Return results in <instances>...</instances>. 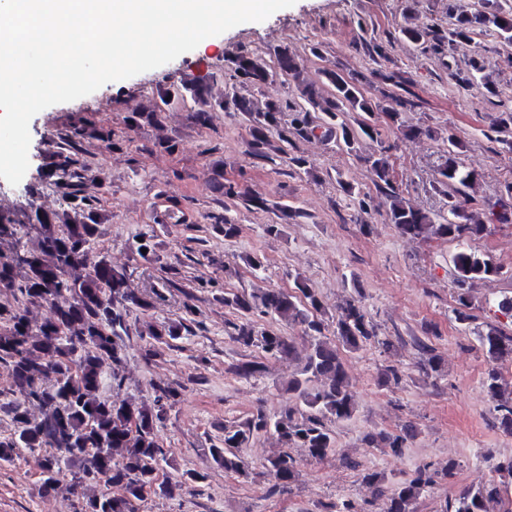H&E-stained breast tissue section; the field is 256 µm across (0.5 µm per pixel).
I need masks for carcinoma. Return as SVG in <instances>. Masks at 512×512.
<instances>
[{
	"label": "carcinoma",
	"mask_w": 512,
	"mask_h": 512,
	"mask_svg": "<svg viewBox=\"0 0 512 512\" xmlns=\"http://www.w3.org/2000/svg\"><path fill=\"white\" fill-rule=\"evenodd\" d=\"M483 8L475 12L461 5L448 7V27L438 31L413 26L400 29L401 40L421 51L451 48L469 40L480 29L496 32L512 45V0H482ZM274 66L268 68L250 53L227 59L229 79L224 82V98L212 102L204 81H183L159 93V100L190 97L198 107L191 112L194 123L203 125L210 109L218 105L239 114L249 129L248 155L258 161L273 162L278 154L283 163L309 172L311 161L289 155L290 137H321L341 141L349 151L356 150L359 138L376 139L379 129L373 121L379 102L367 96L355 82L335 71H322L321 86H305L304 104L299 106L293 127L281 125L282 105L268 100L263 107L254 106L241 95L240 85L260 86L277 74L298 73L296 55L286 46L274 50ZM484 64L476 59L460 80L469 83L478 78L484 88L492 90L486 77H477ZM407 102L395 101L385 109L388 125L406 137L428 135L430 131L405 126L402 119ZM322 117L314 119L310 110ZM347 112L362 115L358 129L340 120ZM108 139L109 132L73 126L57 134L49 167L59 177L57 182L69 210L44 213L35 221L22 225L0 214V289L11 293L12 301L0 304V364L12 377L3 408L9 418L10 432L0 437V463H11L24 451L50 448L42 471L40 491L49 495L58 489L59 475L68 467L73 473L72 487L83 491L82 512H139L147 496H170L174 485L158 481L159 470L171 464L173 449L159 441V428L181 395L172 384L153 387V395L144 400L134 394L122 400L108 395L126 380L127 342L132 337V319L153 307L152 299L130 288L126 269L112 265L98 250L105 235L103 215L97 204L84 194L86 166L78 159V140L85 136ZM279 144H274V141ZM462 142L448 139L444 161L437 170L438 184L447 192L448 210L432 215L408 206L393 186L387 151L359 157L369 170L375 185L386 197V218L401 235L416 239L445 238L457 243L452 264L457 286L458 308L455 319L468 325V286L476 280L497 276L501 267L491 258L481 256L469 241L482 234L486 225L473 220L468 209L455 199L459 187L474 179V172L463 169L457 161ZM487 220L512 223V207L502 200L486 202ZM224 208L222 214L209 215L217 233L231 238L238 225ZM35 238L30 246L22 241L21 230ZM298 293L266 289L224 296V306L235 310L240 321L229 323L231 335L241 345L256 347L266 354L293 361L298 358L290 337L269 330H258L251 316L262 313L274 319L299 323L304 327L309 346L301 357V366L288 381V392L296 403L277 417L262 411L233 428H224V436L209 449L213 460L226 473L245 474L248 464L239 448L260 433H272L285 448L267 460L264 466L272 494L289 489L297 475V461L288 448L304 449L312 459L324 458L336 445L330 423L351 420L355 402L339 348L358 351L376 338L367 310L359 301H349L336 314L331 341L325 334L324 320L317 316L322 303L314 289L301 278L295 279ZM32 306L45 307L50 316L40 323L29 317ZM189 327L182 321H165L151 325V340L143 358L149 362L158 354V345H168L182 338ZM476 340L488 360L497 362L512 356V331L489 325L477 331ZM507 382L500 372L487 373L485 388L493 403L495 420L506 435L512 434V396L505 395ZM35 406L39 415L31 414ZM415 435L407 426L400 434L365 436L375 448L399 453ZM455 463L429 470H418L412 477L397 482L384 475L367 471L361 482L377 498L386 500L384 512H413V505L432 488L437 479L454 475ZM494 470L500 481L477 489L464 488L446 499L436 512H512V456L499 459Z\"/></svg>",
	"instance_id": "carcinoma-1"
}]
</instances>
